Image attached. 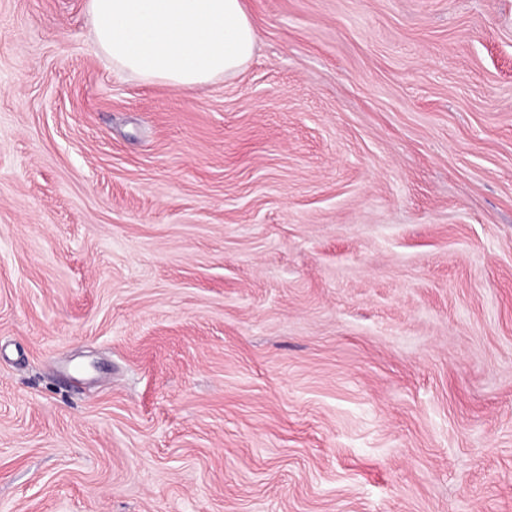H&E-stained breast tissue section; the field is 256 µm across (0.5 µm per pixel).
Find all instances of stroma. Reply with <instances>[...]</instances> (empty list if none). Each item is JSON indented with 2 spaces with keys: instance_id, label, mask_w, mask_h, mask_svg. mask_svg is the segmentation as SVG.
Returning <instances> with one entry per match:
<instances>
[{
  "instance_id": "1",
  "label": "stroma",
  "mask_w": 512,
  "mask_h": 512,
  "mask_svg": "<svg viewBox=\"0 0 512 512\" xmlns=\"http://www.w3.org/2000/svg\"><path fill=\"white\" fill-rule=\"evenodd\" d=\"M244 4L0 0V512H512V0ZM89 14L114 69L188 91L237 75L258 44L242 0H89Z\"/></svg>"
}]
</instances>
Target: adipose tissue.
<instances>
[{
  "instance_id": "1",
  "label": "adipose tissue",
  "mask_w": 512,
  "mask_h": 512,
  "mask_svg": "<svg viewBox=\"0 0 512 512\" xmlns=\"http://www.w3.org/2000/svg\"><path fill=\"white\" fill-rule=\"evenodd\" d=\"M89 14L114 69L188 91L237 75L258 44L242 0H89Z\"/></svg>"
}]
</instances>
